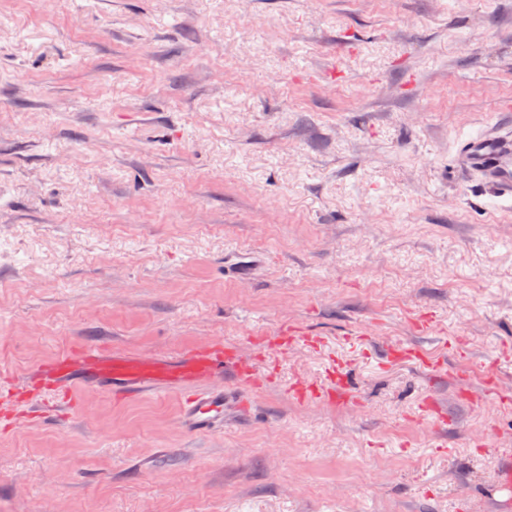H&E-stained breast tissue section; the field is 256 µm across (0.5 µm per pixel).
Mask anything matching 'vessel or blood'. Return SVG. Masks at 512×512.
<instances>
[{
	"instance_id": "vessel-or-blood-1",
	"label": "vessel or blood",
	"mask_w": 512,
	"mask_h": 512,
	"mask_svg": "<svg viewBox=\"0 0 512 512\" xmlns=\"http://www.w3.org/2000/svg\"><path fill=\"white\" fill-rule=\"evenodd\" d=\"M456 161L485 188L512 198L511 133H482L464 140ZM259 380L251 363L216 342L174 360L108 356L94 348L66 350L52 362L24 373L22 385L64 397L78 388L95 391L106 386L124 398L174 390L183 396L184 426L203 432L223 428L228 406H244L241 387H253Z\"/></svg>"
}]
</instances>
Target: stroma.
I'll use <instances>...</instances> for the list:
<instances>
[{
	"label": "stroma",
	"mask_w": 512,
	"mask_h": 512,
	"mask_svg": "<svg viewBox=\"0 0 512 512\" xmlns=\"http://www.w3.org/2000/svg\"><path fill=\"white\" fill-rule=\"evenodd\" d=\"M511 126L512 0H0V385L214 341L263 377L211 433L0 404V512H512V201L452 163Z\"/></svg>",
	"instance_id": "1"
}]
</instances>
